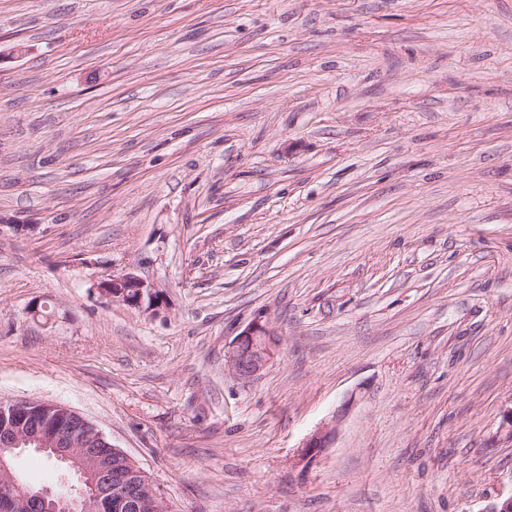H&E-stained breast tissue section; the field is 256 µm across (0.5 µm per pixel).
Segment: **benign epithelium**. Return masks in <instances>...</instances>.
Here are the masks:
<instances>
[{
	"instance_id": "benign-epithelium-1",
	"label": "benign epithelium",
	"mask_w": 512,
	"mask_h": 512,
	"mask_svg": "<svg viewBox=\"0 0 512 512\" xmlns=\"http://www.w3.org/2000/svg\"><path fill=\"white\" fill-rule=\"evenodd\" d=\"M100 299L155 315L165 306L161 293L141 276L127 272L107 274L94 285ZM281 339L260 317L248 324L224 351V366L239 381L248 383L258 376L275 358ZM0 416L5 426L0 429V474L7 475L24 494L48 501L52 512H90L91 505L100 496L112 494L116 512L140 510V502L127 496L126 478L107 469L90 474L85 459L91 456L88 439L103 436L92 423L85 420L84 433L77 437L68 422L79 414L69 407L43 400H0ZM340 416L317 429L302 446L300 462L315 461L334 439ZM26 448L51 452L80 476L79 496L66 498L45 488L34 492L19 483L11 462Z\"/></svg>"
}]
</instances>
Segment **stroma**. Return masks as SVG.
Segmentation results:
<instances>
[{
	"instance_id": "obj_1",
	"label": "stroma",
	"mask_w": 512,
	"mask_h": 512,
	"mask_svg": "<svg viewBox=\"0 0 512 512\" xmlns=\"http://www.w3.org/2000/svg\"><path fill=\"white\" fill-rule=\"evenodd\" d=\"M127 271L159 314L100 300ZM0 399L77 411L169 512L511 496L512 0H0ZM281 339L259 316L224 350V366L239 381L248 383L275 358ZM339 416H334L333 419L318 428L301 447L300 462L308 464L315 461L326 448L331 447L336 432V424L339 422Z\"/></svg>"
}]
</instances>
